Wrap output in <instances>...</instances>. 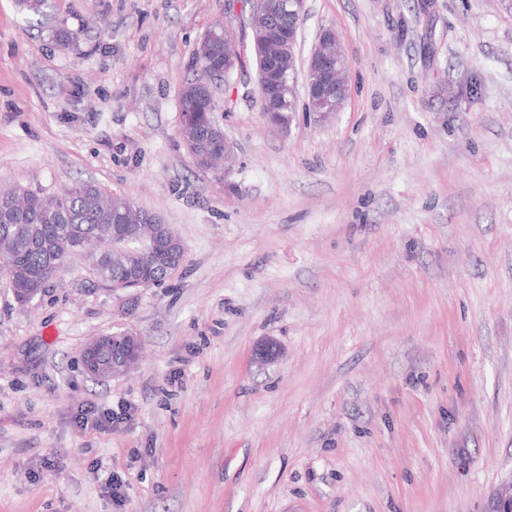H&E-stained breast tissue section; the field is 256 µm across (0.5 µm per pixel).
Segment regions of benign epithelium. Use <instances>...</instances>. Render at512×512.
I'll use <instances>...</instances> for the list:
<instances>
[{"label": "benign epithelium", "instance_id": "7a95c632", "mask_svg": "<svg viewBox=\"0 0 512 512\" xmlns=\"http://www.w3.org/2000/svg\"><path fill=\"white\" fill-rule=\"evenodd\" d=\"M306 0H292V12L295 23L283 28L275 22H270L264 30L262 38L255 46L257 54L265 57L263 74L258 78L266 90H271L270 72L274 65L283 58L286 51L294 49L298 44L301 25L306 13ZM308 80L305 86V96L312 108L323 118H328L339 111L346 99L347 88L345 72L348 61L341 49L336 31L324 29L319 32L314 48L307 62ZM215 129L208 133L213 148L206 156L205 168H210L214 161L222 158L229 161L233 146L224 135V129L219 123H214ZM144 246L149 256L148 276H142L122 284L112 286L115 294L125 293L137 288H150L155 285L151 273L157 270L172 271L181 264L179 255L185 253L182 240L174 234L169 225L159 220H142L136 215H130V223L124 225L123 236L113 242L112 252L121 262H126L129 253ZM0 286L9 288L13 297L21 306L31 304L41 296L42 289L32 281V276L9 261V257L0 255ZM112 343V336H101L80 354L82 369L96 379L112 378L131 369L138 360L139 349L131 348L128 354L113 360L104 355L105 349ZM280 349L277 343L266 341L254 351V360L264 364L278 357ZM486 512H512V482L505 484L492 498Z\"/></svg>", "mask_w": 512, "mask_h": 512}]
</instances>
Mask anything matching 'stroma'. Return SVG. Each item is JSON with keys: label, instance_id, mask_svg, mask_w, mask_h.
<instances>
[{"label": "stroma", "instance_id": "1", "mask_svg": "<svg viewBox=\"0 0 512 512\" xmlns=\"http://www.w3.org/2000/svg\"><path fill=\"white\" fill-rule=\"evenodd\" d=\"M49 4L44 25L0 0V190L96 182L186 254L120 296L77 259L28 307L0 290V512H485L512 480V11L307 0L298 60L335 29L346 102L281 131L248 63L216 94L219 178L179 95L201 37L246 13ZM114 332L138 364L89 377L82 349ZM90 402L121 420L77 427ZM214 129L208 133L209 141L212 143L214 148L210 150V152L206 156V165L205 169H209L213 162L217 159L224 157V172L229 170L228 161L231 158L233 153V146L227 140L224 135V129L219 127L220 124L216 121L214 124ZM219 127V128H216Z\"/></svg>", "mask_w": 512, "mask_h": 512}]
</instances>
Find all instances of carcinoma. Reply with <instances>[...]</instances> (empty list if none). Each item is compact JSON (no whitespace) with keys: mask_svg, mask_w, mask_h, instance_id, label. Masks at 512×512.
Segmentation results:
<instances>
[{"mask_svg":"<svg viewBox=\"0 0 512 512\" xmlns=\"http://www.w3.org/2000/svg\"><path fill=\"white\" fill-rule=\"evenodd\" d=\"M236 54L234 68L244 69L245 57L241 56V45L232 32H216L205 44L196 48L193 57V78L182 87L179 97L180 111L199 112L203 123L197 128L182 130V138L196 140L197 159L205 157L208 143L204 135L206 121L216 111L215 83L208 82L205 72L198 69L199 59L204 57L219 66L224 56ZM282 69V112L295 111L292 82L296 67L288 59L279 62ZM16 187L0 191V254L8 253L23 262L33 271H38L43 255L35 240L46 245L89 237V245L96 247V253L83 257L89 264L100 268L110 279L120 278L126 270L112 262V226L121 223V215L129 209L130 200L113 199L98 185L82 181L63 189L57 196H44L39 192L27 191L25 207L16 205Z\"/></svg>","mask_w":512,"mask_h":512,"instance_id":"cac0c4a2","label":"carcinoma"}]
</instances>
